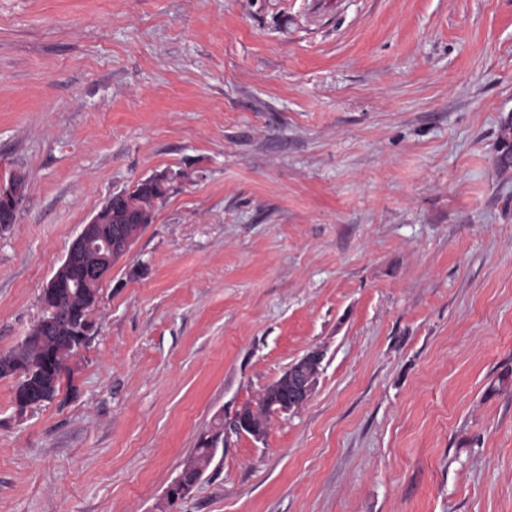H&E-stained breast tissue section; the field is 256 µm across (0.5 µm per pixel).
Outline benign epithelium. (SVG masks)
Listing matches in <instances>:
<instances>
[{
  "mask_svg": "<svg viewBox=\"0 0 512 512\" xmlns=\"http://www.w3.org/2000/svg\"><path fill=\"white\" fill-rule=\"evenodd\" d=\"M24 189V182L16 179L0 182V232L16 222ZM126 196L125 191L112 194L72 241L61 265L42 289L41 304L48 317L35 325L34 331L24 337L13 353L0 358V375L24 372L26 363L22 349L36 337L66 339L72 336L87 344L94 336L89 309L75 303V297L63 292V284L67 278L75 277L80 284L97 288L111 276L114 264L131 252L146 227L148 216L118 207L117 200ZM323 360L324 351L311 347L266 387L265 403L271 414H288L309 401L316 389ZM55 399L56 396L42 385L30 383L15 396V405L22 413ZM230 433L248 434L258 442L266 435L265 428L253 423L247 408L242 406L232 416L224 417V434L213 441L210 455H216V446ZM203 473L202 467L181 469L167 487L168 503L173 506L189 495Z\"/></svg>",
  "mask_w": 512,
  "mask_h": 512,
  "instance_id": "7a95c632",
  "label": "benign epithelium"
}]
</instances>
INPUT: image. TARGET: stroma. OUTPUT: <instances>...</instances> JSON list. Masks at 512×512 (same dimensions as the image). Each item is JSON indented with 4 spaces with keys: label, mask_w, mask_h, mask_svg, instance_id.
Wrapping results in <instances>:
<instances>
[{
    "label": "stroma",
    "mask_w": 512,
    "mask_h": 512,
    "mask_svg": "<svg viewBox=\"0 0 512 512\" xmlns=\"http://www.w3.org/2000/svg\"><path fill=\"white\" fill-rule=\"evenodd\" d=\"M511 118L512 0H0V353L110 195L184 175L76 393L0 379V512H162L313 346L308 403L176 512H512ZM25 185L17 179L0 182V232L15 224ZM58 394L51 395L42 385L30 383L25 385L18 395L15 396V405L19 412L41 406L44 403L53 402ZM206 468H182L172 479L166 490L168 503L173 507L189 495L199 484Z\"/></svg>",
    "instance_id": "obj_1"
}]
</instances>
